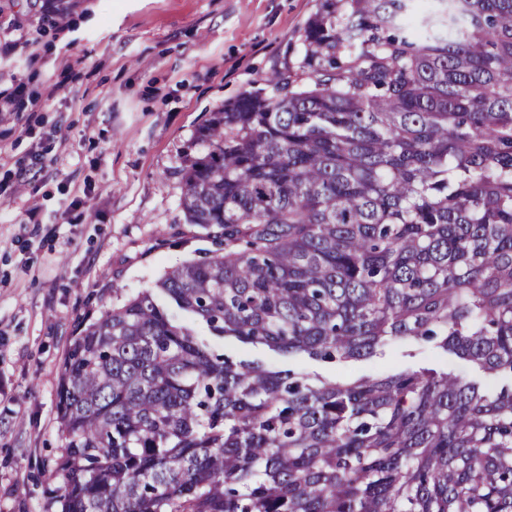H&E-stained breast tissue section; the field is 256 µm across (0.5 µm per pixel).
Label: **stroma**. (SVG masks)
Segmentation results:
<instances>
[{"label": "stroma", "instance_id": "stroma-1", "mask_svg": "<svg viewBox=\"0 0 512 512\" xmlns=\"http://www.w3.org/2000/svg\"><path fill=\"white\" fill-rule=\"evenodd\" d=\"M324 0H0V512H46L61 445L58 383L77 324L209 257L184 176L224 104L301 73ZM47 160L30 168L33 154ZM219 352L308 376L375 369L503 378L434 345L337 365L232 338Z\"/></svg>", "mask_w": 512, "mask_h": 512}]
</instances>
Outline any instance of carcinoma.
Masks as SVG:
<instances>
[{
	"label": "carcinoma",
	"instance_id": "carcinoma-1",
	"mask_svg": "<svg viewBox=\"0 0 512 512\" xmlns=\"http://www.w3.org/2000/svg\"><path fill=\"white\" fill-rule=\"evenodd\" d=\"M304 63L201 132L181 205L224 252L76 326L55 512H512V386L199 331L512 377V0H326ZM206 337L220 353H224L234 360L248 359L276 369H291L306 374L310 378L315 375H336L338 378L350 379L363 373L372 374L377 368H389L391 371H414L429 368L437 372H454L487 387H501L508 383L506 378L485 375L465 360L446 354L442 349L431 344L399 341L390 346L382 358L350 361L334 366L310 359L306 355L288 357V355L279 354L265 346H244L234 338Z\"/></svg>",
	"mask_w": 512,
	"mask_h": 512
}]
</instances>
